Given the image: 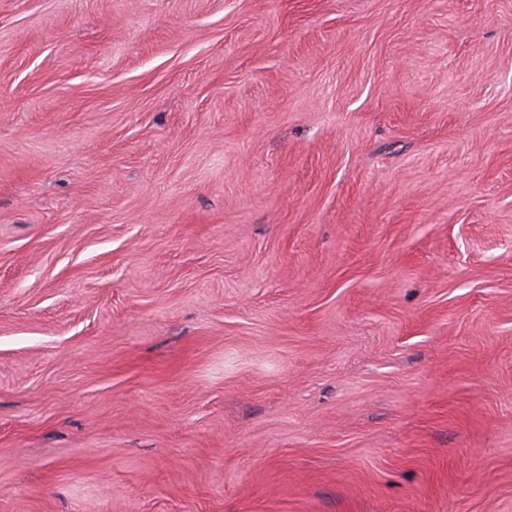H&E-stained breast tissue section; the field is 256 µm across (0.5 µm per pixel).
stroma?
Listing matches in <instances>:
<instances>
[{
    "label": "stroma",
    "mask_w": 512,
    "mask_h": 512,
    "mask_svg": "<svg viewBox=\"0 0 512 512\" xmlns=\"http://www.w3.org/2000/svg\"><path fill=\"white\" fill-rule=\"evenodd\" d=\"M0 512H512V0H0Z\"/></svg>",
    "instance_id": "obj_1"
}]
</instances>
